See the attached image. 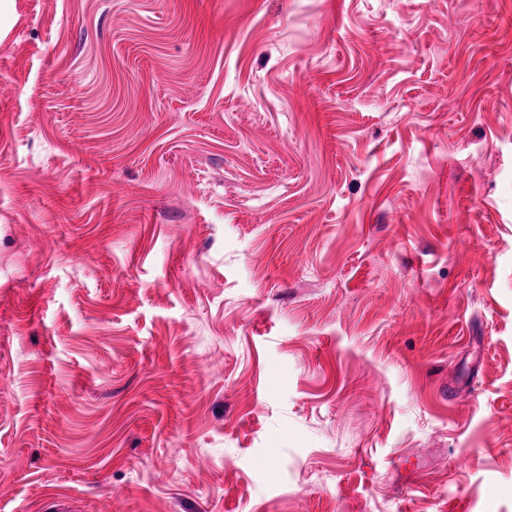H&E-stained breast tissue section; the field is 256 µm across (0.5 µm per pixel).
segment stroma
<instances>
[{"instance_id":"1","label":"stroma","mask_w":512,"mask_h":512,"mask_svg":"<svg viewBox=\"0 0 512 512\" xmlns=\"http://www.w3.org/2000/svg\"><path fill=\"white\" fill-rule=\"evenodd\" d=\"M0 512H512V0H8Z\"/></svg>"}]
</instances>
